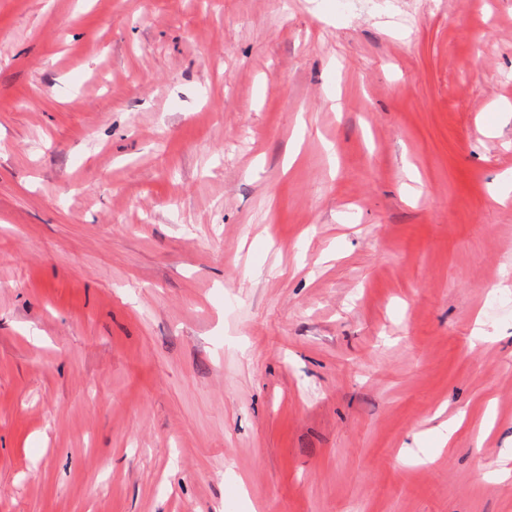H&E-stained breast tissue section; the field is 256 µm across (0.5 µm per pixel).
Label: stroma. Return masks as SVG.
<instances>
[{
	"instance_id": "1",
	"label": "stroma",
	"mask_w": 512,
	"mask_h": 512,
	"mask_svg": "<svg viewBox=\"0 0 512 512\" xmlns=\"http://www.w3.org/2000/svg\"><path fill=\"white\" fill-rule=\"evenodd\" d=\"M509 190L512 0H0V512H512Z\"/></svg>"
}]
</instances>
